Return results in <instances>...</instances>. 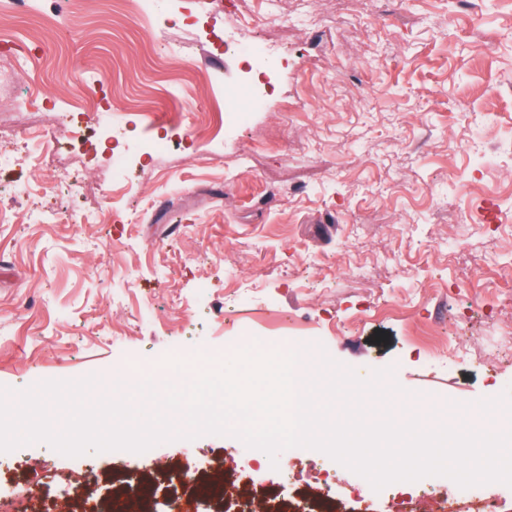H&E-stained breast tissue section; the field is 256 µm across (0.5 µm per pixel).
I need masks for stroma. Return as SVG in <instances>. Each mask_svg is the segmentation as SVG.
Instances as JSON below:
<instances>
[{
	"label": "stroma",
	"instance_id": "1",
	"mask_svg": "<svg viewBox=\"0 0 512 512\" xmlns=\"http://www.w3.org/2000/svg\"><path fill=\"white\" fill-rule=\"evenodd\" d=\"M152 2L136 21L112 0H31L28 15H0V105L23 93L17 71L53 100L33 138L27 115L0 114V139L50 154L77 75L102 83L123 134L153 137L149 112L201 122L243 79L242 58L222 49L242 23L288 42L268 107L229 134L165 131V153L131 157L122 189L109 179L117 140L91 115L73 172L92 170L94 191L53 187L47 170H0V208L13 212L0 223V387L78 380L132 356L150 379L181 346L316 339L361 378L393 367L404 391L436 399L421 412L430 422H457L461 404L512 416V354H485L512 336V0H298L319 16L297 29L284 22L287 0L212 14L203 0ZM474 152L493 164L472 170ZM35 177L34 200L55 223H25L9 196ZM93 206L100 223H81ZM454 318L470 327L473 357L452 369L411 325L448 336ZM242 446L176 440L151 464L39 442L0 459V495L46 506L75 481L97 495L205 462L255 469L259 492L284 504L309 495L318 454L283 451L259 468Z\"/></svg>",
	"mask_w": 512,
	"mask_h": 512
}]
</instances>
